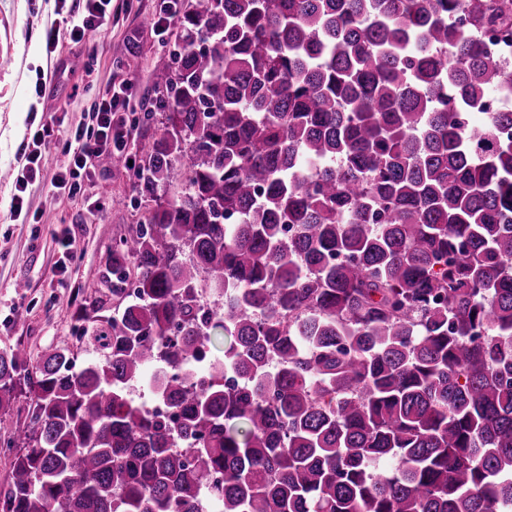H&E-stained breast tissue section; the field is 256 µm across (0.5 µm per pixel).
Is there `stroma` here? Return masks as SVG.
<instances>
[{
    "instance_id": "obj_1",
    "label": "stroma",
    "mask_w": 512,
    "mask_h": 512,
    "mask_svg": "<svg viewBox=\"0 0 512 512\" xmlns=\"http://www.w3.org/2000/svg\"><path fill=\"white\" fill-rule=\"evenodd\" d=\"M162 0H112V26L86 44L59 34V51L47 55V27L58 18V0H0V351L24 345L33 356L65 350L85 362L92 347L80 341L82 288L105 271L116 240L145 211L133 190V165L159 135V120L142 123L133 109L152 91V74L171 65L181 49L176 28L159 32L155 21ZM138 53L140 65L124 61ZM127 87L119 111L132 136L123 155L92 175L90 191L105 204L101 216L80 211L50 190L51 172L29 185V214L11 219V199L22 172V146L31 127L52 120L57 144L69 129L87 122L108 86ZM75 233L74 260L65 262L56 244ZM25 290H17V282Z\"/></svg>"
}]
</instances>
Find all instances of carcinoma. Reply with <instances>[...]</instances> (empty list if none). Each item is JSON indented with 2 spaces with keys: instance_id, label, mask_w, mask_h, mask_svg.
Instances as JSON below:
<instances>
[{
  "instance_id": "cac0c4a2",
  "label": "carcinoma",
  "mask_w": 512,
  "mask_h": 512,
  "mask_svg": "<svg viewBox=\"0 0 512 512\" xmlns=\"http://www.w3.org/2000/svg\"><path fill=\"white\" fill-rule=\"evenodd\" d=\"M166 9L96 356L0 352V512H512V0Z\"/></svg>"
}]
</instances>
